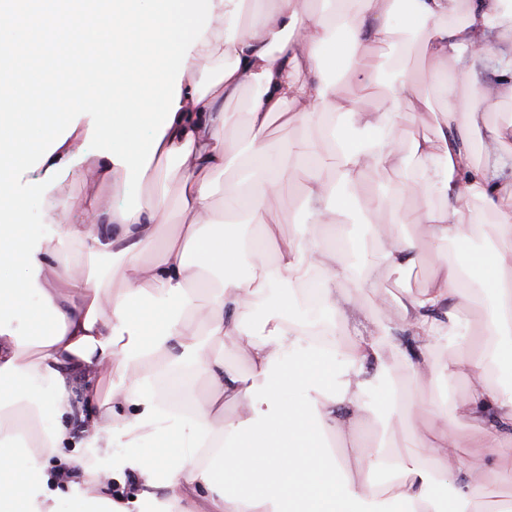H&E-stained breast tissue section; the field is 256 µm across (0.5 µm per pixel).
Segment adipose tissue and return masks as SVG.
Returning a JSON list of instances; mask_svg holds the SVG:
<instances>
[{"label": "adipose tissue", "instance_id": "1", "mask_svg": "<svg viewBox=\"0 0 512 512\" xmlns=\"http://www.w3.org/2000/svg\"><path fill=\"white\" fill-rule=\"evenodd\" d=\"M507 18L512 0H0V38L11 41L0 49V263L19 267L0 279V388L18 390L0 398V512H58L62 494L79 512H512V385L488 378L512 359V178L477 163L471 142L499 90L512 91V46L495 43ZM401 26L422 34L431 93L404 76L380 111L345 105L339 78L368 81L408 52ZM490 53L495 88L461 99L470 63ZM245 90L254 135L226 141L224 104ZM436 97L447 106L439 134L401 146L391 127L417 125ZM275 117L306 129L304 145L270 154L262 134ZM63 121L68 131L39 154L41 179L54 189L58 172L80 164L87 192L75 222L32 235L10 171L32 149V127ZM133 126L142 135L123 137ZM163 165L183 174L182 222L164 242L162 189L144 203L114 195ZM233 165L245 175L225 183L219 215L213 177ZM378 166L401 169L393 194L365 191ZM294 173L305 218L284 235ZM475 201L496 217L483 249L464 264L440 259L426 288L387 301L384 279L416 262L399 225L467 243ZM355 209L383 241L357 272L344 259ZM107 257L119 285L105 282ZM313 282L316 323L298 315ZM358 288L379 308L366 336L350 338ZM481 291L491 295L483 327L442 359L460 308ZM249 306L261 316L244 320ZM399 332L417 375L472 376L461 401L425 400L428 425L400 450L361 430L407 407L392 389L381 407L366 401L392 376ZM228 352L248 375L226 365ZM174 368L206 375L208 398L159 388ZM37 380L50 384L47 398H26ZM47 412L57 426L37 430ZM174 435L176 455H139L146 440ZM466 448L490 454L466 461Z\"/></svg>", "mask_w": 512, "mask_h": 512}]
</instances>
